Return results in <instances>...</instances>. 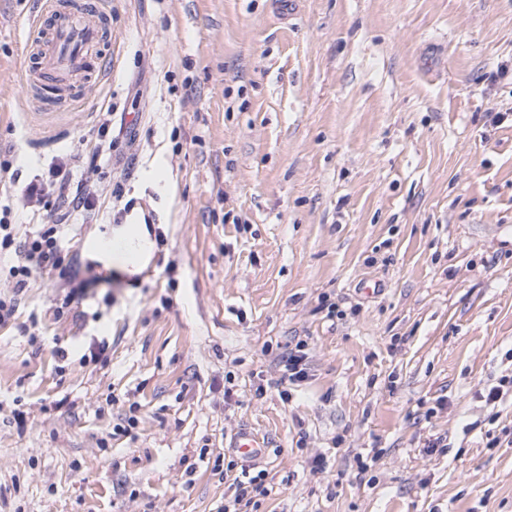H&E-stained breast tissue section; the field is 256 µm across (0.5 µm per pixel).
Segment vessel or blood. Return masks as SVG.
<instances>
[{"label": "vessel or blood", "instance_id": "obj_1", "mask_svg": "<svg viewBox=\"0 0 512 512\" xmlns=\"http://www.w3.org/2000/svg\"><path fill=\"white\" fill-rule=\"evenodd\" d=\"M104 17L97 0H45L28 45V89L32 95H39L50 81L65 94L71 79L90 81L101 76L98 51L106 37ZM233 446L246 458L266 451L263 439L245 428L235 435Z\"/></svg>", "mask_w": 512, "mask_h": 512}]
</instances>
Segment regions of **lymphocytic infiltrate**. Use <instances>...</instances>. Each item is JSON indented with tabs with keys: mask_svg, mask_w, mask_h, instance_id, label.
Masks as SVG:
<instances>
[{
	"mask_svg": "<svg viewBox=\"0 0 512 512\" xmlns=\"http://www.w3.org/2000/svg\"><path fill=\"white\" fill-rule=\"evenodd\" d=\"M111 154L112 115L107 112L79 162L53 165L47 182L29 183L20 193L21 199L28 202L49 199L54 215L52 223H44L40 212L32 211L28 221L35 229L21 237L9 220L11 206H0V252H10L13 260L10 272L14 279L11 294L0 296V326L15 323L26 290L36 279L51 280L66 288L63 303L67 306L85 295L89 282L80 278L72 260L64 254L61 232L65 224L85 220L97 206L98 191L94 185L77 179L78 168L97 170ZM226 469L234 474V494L224 512H242L252 504L255 496L265 494L264 472H251L249 467L239 466L234 459L229 460Z\"/></svg>",
	"mask_w": 512,
	"mask_h": 512,
	"instance_id": "lymphocytic-infiltrate-1",
	"label": "lymphocytic infiltrate"
}]
</instances>
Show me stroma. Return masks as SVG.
<instances>
[{"label":"stroma","instance_id":"obj_1","mask_svg":"<svg viewBox=\"0 0 512 512\" xmlns=\"http://www.w3.org/2000/svg\"><path fill=\"white\" fill-rule=\"evenodd\" d=\"M108 8L104 80L47 110L40 0H0V161L29 182L103 112L114 141L63 231L96 286L27 290L42 347L0 328V512H218L244 427L252 512H512V0ZM135 214L136 273L89 249ZM280 363L283 366L282 379H287L289 384H297L307 379V363L305 354L300 348L290 349L281 356ZM230 448H237L241 456L250 458L265 453L266 443L258 435L248 429H240L234 437Z\"/></svg>","mask_w":512,"mask_h":512}]
</instances>
